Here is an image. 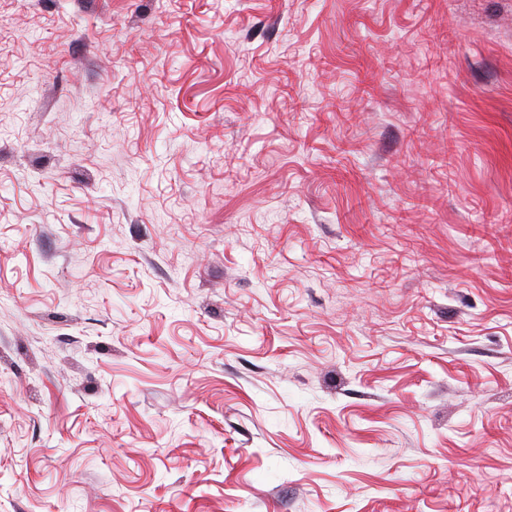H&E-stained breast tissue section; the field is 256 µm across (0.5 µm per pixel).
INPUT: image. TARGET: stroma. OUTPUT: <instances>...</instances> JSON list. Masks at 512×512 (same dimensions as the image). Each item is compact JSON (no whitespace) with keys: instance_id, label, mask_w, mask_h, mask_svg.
Segmentation results:
<instances>
[{"instance_id":"1","label":"stroma","mask_w":512,"mask_h":512,"mask_svg":"<svg viewBox=\"0 0 512 512\" xmlns=\"http://www.w3.org/2000/svg\"><path fill=\"white\" fill-rule=\"evenodd\" d=\"M0 512H512V0H0Z\"/></svg>"}]
</instances>
